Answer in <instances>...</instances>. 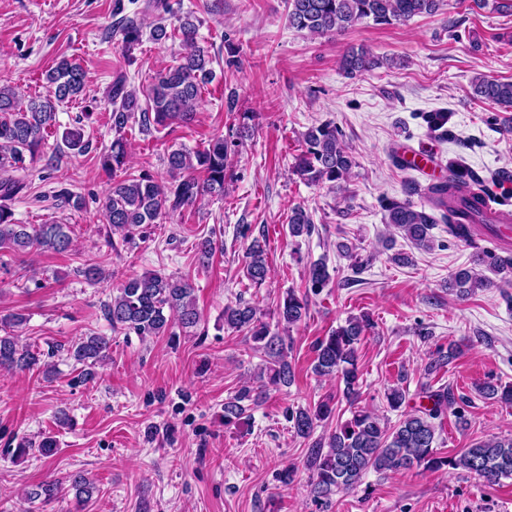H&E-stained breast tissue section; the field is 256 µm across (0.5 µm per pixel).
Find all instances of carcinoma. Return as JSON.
Returning <instances> with one entry per match:
<instances>
[{"instance_id": "cac0c4a2", "label": "carcinoma", "mask_w": 512, "mask_h": 512, "mask_svg": "<svg viewBox=\"0 0 512 512\" xmlns=\"http://www.w3.org/2000/svg\"><path fill=\"white\" fill-rule=\"evenodd\" d=\"M442 3L443 0H288V21L298 32L329 36L367 20L376 25H405L416 16L437 14ZM471 8L512 13V0H471ZM179 31L184 47L180 62L155 76L145 95L146 104H141L136 90L128 88V79L123 74L116 75L108 87L110 120L117 137L100 155L103 168L116 171L126 165L128 153L123 133L129 123L135 121L141 130L149 132L194 121L201 90L216 74L210 67L208 49L197 43L193 21L185 19ZM121 35L129 53L140 43L143 31L137 23L128 20L121 28ZM393 64V59L380 57L363 46L351 48L340 59L341 70L349 76L371 73ZM47 81L49 95L26 102L13 89L0 86V250L25 251L36 247L64 253L71 245L65 225L18 224L12 210L5 205L27 191L28 183L17 173L26 170V161L32 162L39 156L48 129L56 124V106L83 92L86 72L63 58L49 71ZM471 86L476 97L512 107V81L480 74L473 78ZM449 120L446 111L424 115L429 130L441 138L453 137ZM235 147L236 141L217 136L200 149L173 148L164 158L167 181L160 182L145 173L132 181L112 184L103 203L109 230L129 242L134 231L144 224H158L165 216L192 206L205 196H224L229 158ZM354 166L355 160L344 145L342 131L336 123L325 121L308 128L304 134V149L295 159L294 170L305 182L333 190L344 188ZM446 170V176L426 185L417 181L405 183L406 198L387 197L382 201V208L386 222L420 250L433 247L431 230L438 224L445 225L448 236L475 249L472 265L455 271L448 280V290L463 298L477 289L496 287L480 268L497 274L512 270V256L502 257L478 244L483 235L492 233L500 238L501 228L512 227V211L504 208L512 191L506 185L512 182V171L501 168L495 176L484 175L460 159L448 160ZM412 195L425 199L420 208L408 200ZM314 230L307 209L301 205L293 207L288 215L289 236L309 237ZM245 255L246 278L258 287L268 274L266 244L257 237L252 238ZM330 279L325 262L313 263L306 279L309 293L299 295L293 289L288 290L274 311L277 323L287 328L299 323L308 311V294H319ZM172 312L177 314L184 331L200 322L191 284L181 277L157 271L128 278L119 288V294L102 306L103 317L112 330L132 331L143 338L176 335L170 320ZM224 327L249 335L252 349L266 357L267 385L292 383L294 372L288 361L293 348L291 338L270 331V325L257 317L254 305L242 299L225 305ZM371 328L369 318L351 317L312 346L314 372L340 379L344 384L343 395L351 404L359 397L357 346ZM110 348L109 338L93 335L73 342L67 347V354L85 366L82 377L87 381L94 378L95 367L109 357ZM460 353V347L452 343L446 350L438 349L425 366V376L439 372ZM40 363V353L19 345L14 336H0V368L30 370ZM480 393L512 403L509 386L486 382ZM420 394L427 403L405 413L393 426L374 411L361 408L328 436L315 439L306 459L312 472L313 497L327 502L334 494L352 490L370 470L404 473L421 466L444 465L461 468L487 484L512 479V437L475 442L454 457L436 456V422L451 411L458 423L465 424L461 407L465 398L450 386L434 390L427 382L421 383ZM261 397L262 392L249 387L239 389L224 402V424L241 418ZM331 413L329 402L322 401L312 409L291 408L286 417L298 436L309 439L318 423ZM68 482L79 503L90 501L97 492L95 483L81 472L70 475Z\"/></svg>"}]
</instances>
